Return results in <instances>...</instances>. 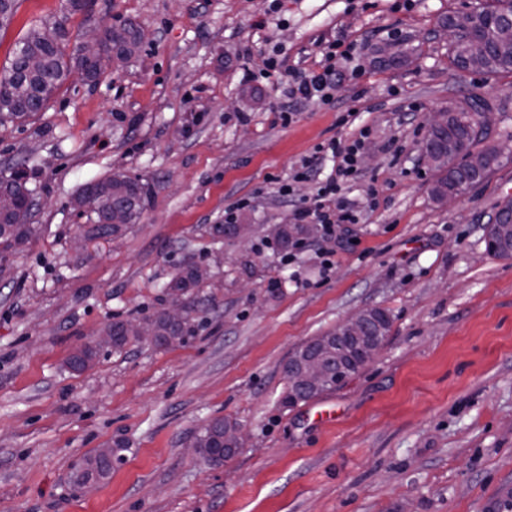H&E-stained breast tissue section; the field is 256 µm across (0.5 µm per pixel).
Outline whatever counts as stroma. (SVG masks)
Wrapping results in <instances>:
<instances>
[{
	"label": "stroma",
	"mask_w": 512,
	"mask_h": 512,
	"mask_svg": "<svg viewBox=\"0 0 512 512\" xmlns=\"http://www.w3.org/2000/svg\"><path fill=\"white\" fill-rule=\"evenodd\" d=\"M477 0H17L0 28V68L32 25L134 24L135 54L93 82L64 83L45 111L0 124V171H25L37 232L0 274V512H491L512 492V258L486 250L512 199V159L460 195H431L432 112L470 97L493 108L490 142L512 146V73L454 68L437 31ZM400 31L410 63L379 47ZM354 45L357 76L328 104L304 100L282 124L287 73L314 69L321 39ZM371 126L374 164L349 190L361 223L308 238L294 262L268 228L313 183L279 195L296 162ZM403 148L393 160L386 146ZM140 177L144 209L121 234L76 252L72 201L112 173ZM375 178L377 208L365 193ZM244 242L216 237L224 210ZM336 252L320 273L322 248ZM186 261L210 278L187 299L183 344L132 342L73 371L69 357L116 319L152 317ZM391 331L336 388L288 404L297 348L362 309ZM245 441L214 466L191 443L213 419ZM123 460L91 493L73 467L115 441ZM251 198H241L234 205L224 210V224L214 229L218 236L230 237L233 227V238L236 240L247 239L252 235L253 226L250 224H235L239 211L250 207Z\"/></svg>",
	"instance_id": "stroma-1"
}]
</instances>
